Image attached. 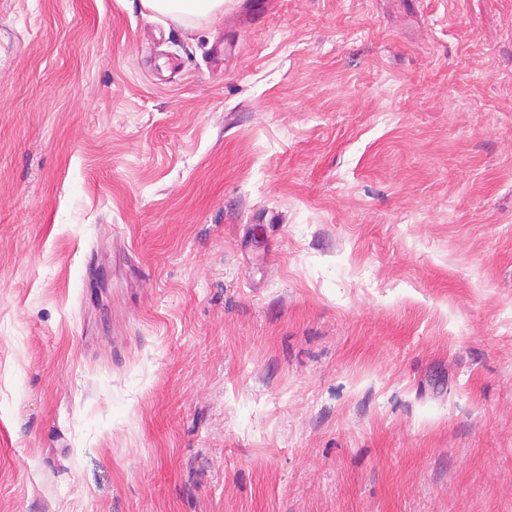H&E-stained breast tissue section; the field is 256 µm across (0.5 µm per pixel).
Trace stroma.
I'll use <instances>...</instances> for the list:
<instances>
[{"instance_id": "1", "label": "stroma", "mask_w": 512, "mask_h": 512, "mask_svg": "<svg viewBox=\"0 0 512 512\" xmlns=\"http://www.w3.org/2000/svg\"><path fill=\"white\" fill-rule=\"evenodd\" d=\"M0 512H512V0H0ZM144 9L184 19H209L223 14L224 0H141Z\"/></svg>"}]
</instances>
